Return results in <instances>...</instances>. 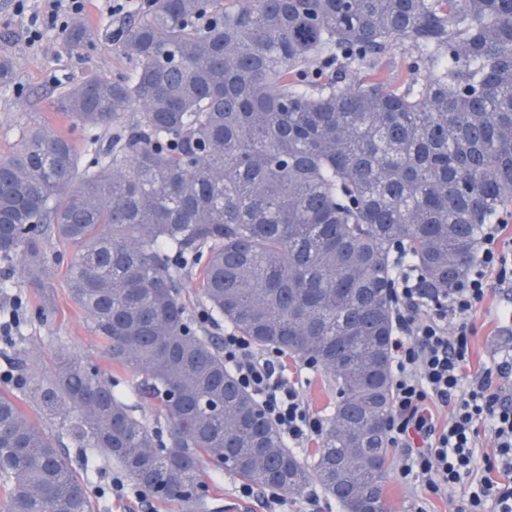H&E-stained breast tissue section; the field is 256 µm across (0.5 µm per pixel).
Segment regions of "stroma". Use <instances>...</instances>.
<instances>
[{
	"instance_id": "obj_1",
	"label": "stroma",
	"mask_w": 512,
	"mask_h": 512,
	"mask_svg": "<svg viewBox=\"0 0 512 512\" xmlns=\"http://www.w3.org/2000/svg\"><path fill=\"white\" fill-rule=\"evenodd\" d=\"M43 12V0H26V7L20 13L14 9V0H0V60H9L13 69L12 81L0 85V157L13 151L19 128L32 122L46 123L59 132L77 136L75 124L50 109L52 97L87 73L108 77L115 72H132L135 67L134 61L120 50L118 33L127 27V20L111 19L100 10L97 0H88L82 14L91 42L77 53L65 49V36L56 31L44 33L39 45L29 43L31 19ZM0 277L10 280L13 295L24 301V323L13 329L12 334L23 338L27 349L40 358V370L50 367L58 347H67L97 367L105 377L116 381L137 413L150 418L156 415L158 408L153 401L144 397L129 375L113 367L101 341L91 334L82 312L69 300L63 286H56V310L45 318L34 310L39 294L28 287L18 272L5 269L0 271ZM508 301L511 299L506 293L494 290L475 317L473 366H481L498 352L512 348V323L500 317ZM299 366V360L289 359V372L302 374V393L312 412L321 418L328 417L336 404L335 382L326 373L303 372ZM68 454L77 473L92 487L108 490L106 497L99 499L96 512H177L175 505L149 495L136 499L132 484L115 491L114 485L122 477L116 465L86 459L74 447L69 448ZM388 463L391 476L386 483L387 512H448L447 495H433L422 486L397 481L395 474L400 461L396 454H389ZM205 480L220 512H266L262 489H255L248 497L240 495L242 480L232 471L211 468Z\"/></svg>"
}]
</instances>
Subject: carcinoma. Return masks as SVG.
<instances>
[{
    "mask_svg": "<svg viewBox=\"0 0 512 512\" xmlns=\"http://www.w3.org/2000/svg\"><path fill=\"white\" fill-rule=\"evenodd\" d=\"M152 3L121 34L131 75L51 101L83 148L34 123L0 158V263L49 316L45 248L70 252L68 298L160 413L136 415L59 348L49 376L25 379L39 419L0 388L7 512H95L68 443L180 512L215 509L205 473L224 467L385 512L391 248L451 288L512 197V0ZM86 39L73 21L69 49ZM397 51L403 90L379 79ZM186 272L211 322L333 376L311 459L224 368L222 338L182 300Z\"/></svg>",
    "mask_w": 512,
    "mask_h": 512,
    "instance_id": "cac0c4a2",
    "label": "carcinoma"
}]
</instances>
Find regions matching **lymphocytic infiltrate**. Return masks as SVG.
<instances>
[{
	"label": "lymphocytic infiltrate",
	"instance_id": "f902f5d3",
	"mask_svg": "<svg viewBox=\"0 0 512 512\" xmlns=\"http://www.w3.org/2000/svg\"><path fill=\"white\" fill-rule=\"evenodd\" d=\"M504 222L484 225L463 279L451 289L423 288V275L404 243L392 259L389 351L395 374L388 445L412 478L441 494L462 489L450 512H512V353L471 369L473 316L491 287L512 288V253ZM224 365L257 396L266 419L293 444L319 434L321 420L303 400L281 353L260 352L243 336L224 332ZM489 427L494 456L478 458L477 437ZM486 471L476 490L467 485Z\"/></svg>",
	"mask_w": 512,
	"mask_h": 512
}]
</instances>
